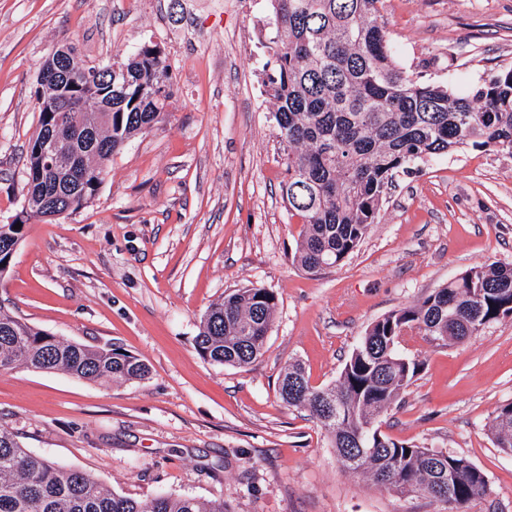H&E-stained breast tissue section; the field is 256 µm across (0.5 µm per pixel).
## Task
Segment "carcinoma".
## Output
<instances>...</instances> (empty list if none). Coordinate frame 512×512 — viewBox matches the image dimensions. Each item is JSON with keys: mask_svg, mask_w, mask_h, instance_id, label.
<instances>
[{"mask_svg": "<svg viewBox=\"0 0 512 512\" xmlns=\"http://www.w3.org/2000/svg\"><path fill=\"white\" fill-rule=\"evenodd\" d=\"M277 68L267 75L273 120L286 143L281 185L288 213L303 229L295 260L308 273L342 263L375 223L395 174L428 156L472 146L512 153V67L468 95L425 83L402 70L380 21L383 0H271ZM78 82L98 71L85 111L54 113L38 103V131L27 151L31 179L22 212L40 218L74 213L91 203L104 180L101 161L150 131L170 106V72L160 47L147 43L124 60L82 66ZM112 97V111L96 112ZM57 173L41 176L46 140ZM0 224L1 264L24 229ZM278 305L263 286L235 289L202 317L199 354L218 365L245 367L265 345ZM512 313V265L492 262L465 271L417 303L372 323L345 362L339 380L310 384L298 363L285 368L281 399L303 408L327 432L345 468L402 494L436 497L452 485L450 512H470L488 493L485 473L465 458L395 441L380 430L419 362L399 351L410 333L462 343ZM62 371L79 380H142L148 366L118 349L92 348L31 326L0 306V371ZM340 418L327 421L325 407ZM496 447L512 451V403L493 420ZM0 512H226L224 500L114 494L91 475L32 454L19 436L0 430Z\"/></svg>", "mask_w": 512, "mask_h": 512, "instance_id": "carcinoma-1", "label": "carcinoma"}]
</instances>
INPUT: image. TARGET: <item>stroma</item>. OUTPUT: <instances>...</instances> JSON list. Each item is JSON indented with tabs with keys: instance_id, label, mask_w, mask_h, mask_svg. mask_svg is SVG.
Listing matches in <instances>:
<instances>
[{
	"instance_id": "obj_1",
	"label": "stroma",
	"mask_w": 512,
	"mask_h": 512,
	"mask_svg": "<svg viewBox=\"0 0 512 512\" xmlns=\"http://www.w3.org/2000/svg\"><path fill=\"white\" fill-rule=\"evenodd\" d=\"M0 0V224L23 205L41 62L70 43L81 64L158 44L171 105L106 162L94 201L27 224L0 301L65 339L118 348L146 379L100 384L0 371V429L36 454L135 498L223 499L229 512H445L350 473L320 424L279 398L300 362L335 384L365 330L472 267L512 264V154L471 147L397 174L365 239L312 275L280 185L285 145L265 86L270 0ZM397 63L461 95L512 66V0H383ZM260 285L278 298L262 354L238 368L195 348L207 308ZM411 385L382 418L390 437L462 456L512 512V452L490 433L512 403V316L469 341L419 339Z\"/></svg>"
}]
</instances>
